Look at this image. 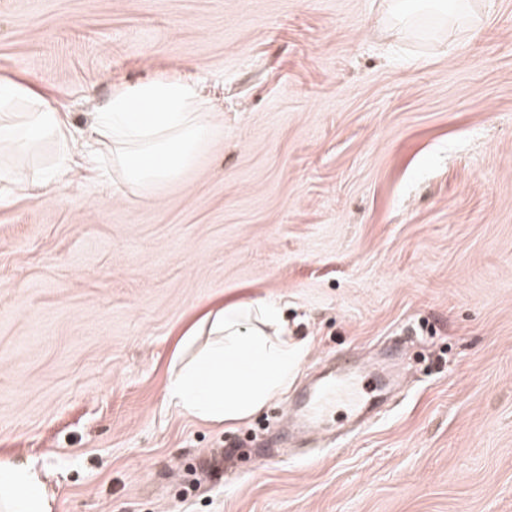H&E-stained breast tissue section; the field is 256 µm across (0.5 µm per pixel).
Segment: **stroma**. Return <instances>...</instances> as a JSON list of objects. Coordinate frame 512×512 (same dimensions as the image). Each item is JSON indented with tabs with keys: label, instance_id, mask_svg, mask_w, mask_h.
<instances>
[{
	"label": "stroma",
	"instance_id": "35a3bbf8",
	"mask_svg": "<svg viewBox=\"0 0 512 512\" xmlns=\"http://www.w3.org/2000/svg\"><path fill=\"white\" fill-rule=\"evenodd\" d=\"M0 0V80L73 127L175 76L217 128L141 190L0 203V459L50 512H512V0ZM281 296L309 352L250 418L166 398L203 307ZM415 367L360 429L272 424L336 358Z\"/></svg>",
	"mask_w": 512,
	"mask_h": 512
}]
</instances>
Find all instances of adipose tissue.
Here are the masks:
<instances>
[{"mask_svg":"<svg viewBox=\"0 0 512 512\" xmlns=\"http://www.w3.org/2000/svg\"><path fill=\"white\" fill-rule=\"evenodd\" d=\"M56 142L54 173L36 176L23 170L1 178L20 189L60 191L59 174L72 160V134L57 108L31 87L0 81V145L23 154L35 141ZM212 343L189 360L177 362L166 386L168 401L195 419L231 424L248 418L288 387L306 346L291 336L282 301L264 297L208 308L179 341L186 350L199 329ZM0 512H49L46 485L26 463L0 459Z\"/></svg>","mask_w":512,"mask_h":512,"instance_id":"adipose-tissue-1","label":"adipose tissue"}]
</instances>
